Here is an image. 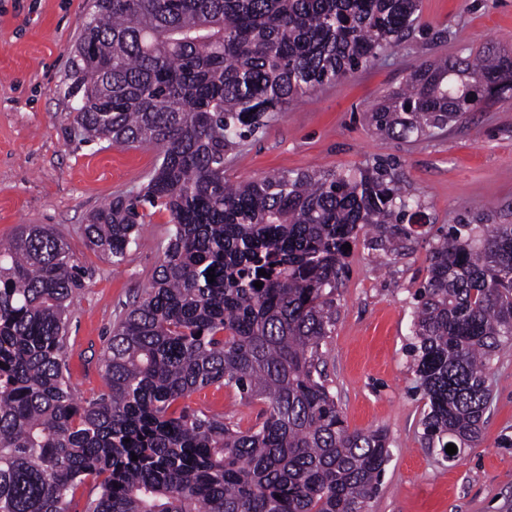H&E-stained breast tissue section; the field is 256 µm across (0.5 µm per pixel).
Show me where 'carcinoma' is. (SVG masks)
<instances>
[{
    "instance_id": "1",
    "label": "carcinoma",
    "mask_w": 512,
    "mask_h": 512,
    "mask_svg": "<svg viewBox=\"0 0 512 512\" xmlns=\"http://www.w3.org/2000/svg\"><path fill=\"white\" fill-rule=\"evenodd\" d=\"M419 11L420 0H94L74 121L158 156L138 194L90 215L87 243L118 267L143 209L164 208L171 227L103 349L107 391L85 400L66 363L84 287L68 243L43 224L0 243V512H70L88 482L84 512H368L388 437L345 426L323 347L342 245L371 228L368 248L389 252L420 203L382 161L232 183L224 160L290 102L399 46ZM509 99L512 60L488 49L422 64L368 120L408 139ZM427 271L409 353L421 438L453 462L482 440L493 361L512 348V224L480 239L449 226ZM209 386L261 405L256 422L186 404Z\"/></svg>"
}]
</instances>
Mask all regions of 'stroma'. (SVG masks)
Listing matches in <instances>:
<instances>
[{"label":"stroma","mask_w":512,"mask_h":512,"mask_svg":"<svg viewBox=\"0 0 512 512\" xmlns=\"http://www.w3.org/2000/svg\"><path fill=\"white\" fill-rule=\"evenodd\" d=\"M93 0H0V240L46 224L85 273L69 316L68 364L79 397L105 390L100 355L159 265L170 215L151 209L137 245L113 267L84 236L86 218L118 194L138 192L157 159L151 146L86 140L74 121V48ZM420 26L399 47L346 78L288 105L255 140L232 151L233 181L313 168L355 170L393 159L403 190L419 199L430 232L398 253L351 244L336 290L339 319L326 372L349 430L384 429L391 458L369 512H506L512 505V350L493 365V402L480 447L453 463L418 437L423 403L413 392L407 349L413 295L427 276L434 230L449 224H512V100L481 105L467 119L402 141L378 134L368 111L422 63L494 49L512 58V0H422ZM193 408L254 423L258 406L208 387Z\"/></svg>","instance_id":"1"}]
</instances>
